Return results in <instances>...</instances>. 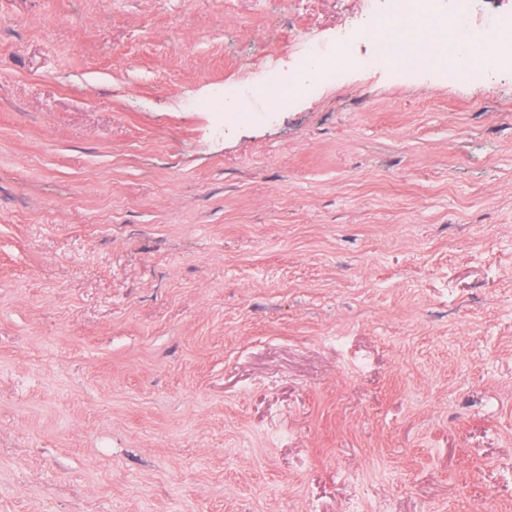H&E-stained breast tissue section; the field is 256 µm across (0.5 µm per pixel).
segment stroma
<instances>
[{"instance_id":"obj_1","label":"stroma","mask_w":512,"mask_h":512,"mask_svg":"<svg viewBox=\"0 0 512 512\" xmlns=\"http://www.w3.org/2000/svg\"><path fill=\"white\" fill-rule=\"evenodd\" d=\"M359 0H0V512H512V70ZM315 36L337 80L221 97ZM428 21H432L428 19ZM427 20L423 21L417 14H412L406 24L399 29H388L378 21L369 31L379 42L402 43L405 52L400 56H392L378 51L375 63L402 70H412L433 63L429 58L433 50L443 52L444 63H451L458 69H472L469 44L473 41V33L480 36L489 29L494 30L498 37L485 42L479 39L474 62L484 65L490 56L504 54L507 49L512 52V16L489 17L488 27L471 32L463 20L458 19L454 25L433 27Z\"/></svg>"}]
</instances>
